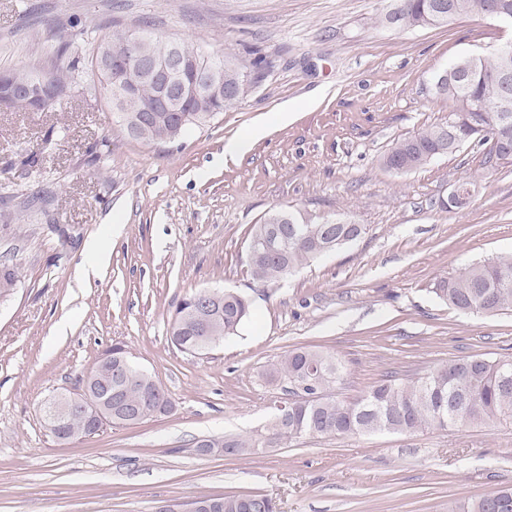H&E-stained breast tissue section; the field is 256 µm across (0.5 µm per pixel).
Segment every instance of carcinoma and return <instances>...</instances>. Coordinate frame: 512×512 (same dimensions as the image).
<instances>
[{
	"mask_svg": "<svg viewBox=\"0 0 512 512\" xmlns=\"http://www.w3.org/2000/svg\"><path fill=\"white\" fill-rule=\"evenodd\" d=\"M454 13L443 19L436 15L448 12V0H392L384 14L386 25L408 30L426 26L446 25L456 18L487 13L490 0H453ZM150 40L151 50L158 56L168 54L171 40L151 33L115 29L112 47L136 51L135 42ZM104 41L89 43L76 40L62 42L56 50V62L47 68L14 69L8 71L19 81H49L52 94L49 109L55 110L67 102L78 79L89 70L100 78L103 94L111 91V75L100 68ZM179 53L187 66L185 79L192 82L201 72L217 65L224 67V84L230 92L224 100H208L205 96L191 101L183 113L182 124L159 120L134 132L131 113L120 112L118 119L127 133L148 144L166 145L179 139V134L209 123L224 108L241 101L248 93L260 68L254 61L247 67L231 57H212L193 43L177 42ZM500 60L496 53L476 55L463 62L467 78L459 85L444 82L436 91L451 102L450 114L459 120V133L464 143L476 141L490 144L485 163L497 159L495 138L501 133L498 123L504 86L498 81ZM154 87L144 83L129 108L138 110L154 101ZM445 125L427 127L414 136L394 143L382 157L383 166L395 173L410 172L440 156ZM304 229L301 235L290 234L291 226ZM345 224H324L322 219L301 212L273 208L252 226L248 235L251 254L246 256L252 280L265 284L288 275L317 258V251L327 247L334 251L342 244L336 242L345 232ZM288 235L287 254L271 255L265 242L274 232ZM435 292L454 309L461 311L472 305L489 312L512 309V254L501 255L469 267L457 276L441 280ZM251 303L242 294L226 290L223 303L209 325L207 338L211 345L239 335L249 321ZM173 345L182 352L198 351L202 336L195 316L189 313L188 301L180 303L175 318L169 322ZM112 366L124 364L136 379L120 388L119 398L126 420L140 422L154 416L160 396L153 390L152 376L143 373L132 362L125 346L111 348ZM266 376L274 382L290 385L307 382L302 399L288 406L286 419L276 416L263 430L249 438L227 437L211 439L210 448H228L229 455L244 457L257 448H280L303 436L354 437L376 432L416 433L426 429L447 430L469 425L512 422V359H490L481 356L452 358L416 377L398 379L388 376L356 398H345L337 385L343 381V365L336 356L309 346L285 351L270 365ZM195 502L205 505L203 512H278L276 501L260 493L200 496ZM461 512H512V487L482 494L460 506Z\"/></svg>",
	"mask_w": 512,
	"mask_h": 512,
	"instance_id": "cac0c4a2",
	"label": "carcinoma"
}]
</instances>
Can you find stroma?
<instances>
[{
  "mask_svg": "<svg viewBox=\"0 0 512 512\" xmlns=\"http://www.w3.org/2000/svg\"><path fill=\"white\" fill-rule=\"evenodd\" d=\"M390 0H0V72L51 65L72 22L95 37L149 24L248 65V95L172 145L133 139L84 74L55 112L0 106V256L21 282L0 303V512H158L200 495L260 492L280 512H451L512 486V423L305 436L245 458L196 444L253 435L283 400L265 370L313 346L344 367L343 396L455 357L512 358V311L466 314L434 288L512 254V162L464 145L405 174L390 146L448 119L433 78L512 29L481 16L401 32ZM290 118L281 124L279 112ZM238 156L224 146L256 127ZM470 181L467 205L449 206ZM343 215L364 234L254 284L246 246L270 209ZM203 288L252 302L239 335L204 356L167 333ZM170 394L173 412L71 444L42 413L78 391L113 343Z\"/></svg>",
  "mask_w": 512,
  "mask_h": 512,
  "instance_id": "obj_1",
  "label": "stroma"
}]
</instances>
